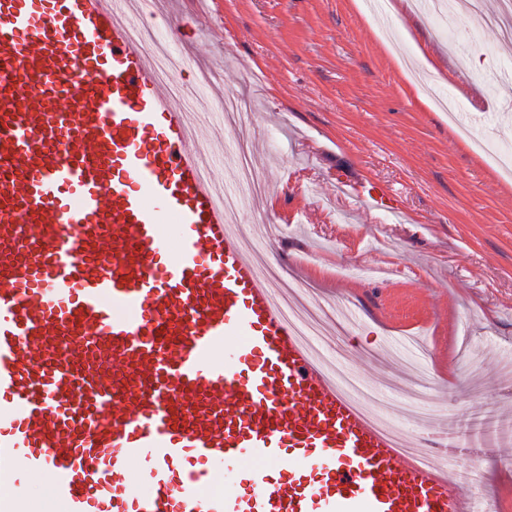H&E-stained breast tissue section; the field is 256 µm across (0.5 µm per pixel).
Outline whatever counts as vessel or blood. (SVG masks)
<instances>
[{"mask_svg": "<svg viewBox=\"0 0 512 512\" xmlns=\"http://www.w3.org/2000/svg\"><path fill=\"white\" fill-rule=\"evenodd\" d=\"M156 6L0 0V512L47 473L66 512H475L289 322L133 40Z\"/></svg>", "mask_w": 512, "mask_h": 512, "instance_id": "1", "label": "vessel or blood"}]
</instances>
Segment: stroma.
Instances as JSON below:
<instances>
[{
	"instance_id": "1",
	"label": "stroma",
	"mask_w": 512,
	"mask_h": 512,
	"mask_svg": "<svg viewBox=\"0 0 512 512\" xmlns=\"http://www.w3.org/2000/svg\"><path fill=\"white\" fill-rule=\"evenodd\" d=\"M191 28L145 27L179 60L178 101L213 86L249 114V162L263 177L234 223L268 254L273 283L330 309L320 342L396 426L446 434L456 466L487 450L467 496L512 512V181L471 151L445 113L453 94L490 148L512 144V46L457 11L413 0H178ZM373 180L395 213L355 192Z\"/></svg>"
}]
</instances>
